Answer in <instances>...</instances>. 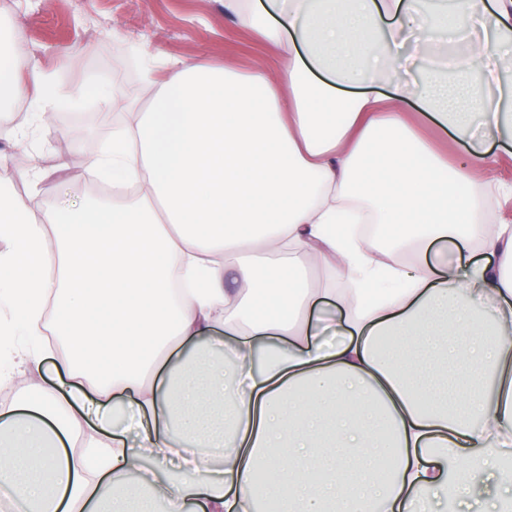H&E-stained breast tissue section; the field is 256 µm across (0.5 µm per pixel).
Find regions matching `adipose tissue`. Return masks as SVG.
<instances>
[{"instance_id": "obj_1", "label": "adipose tissue", "mask_w": 512, "mask_h": 512, "mask_svg": "<svg viewBox=\"0 0 512 512\" xmlns=\"http://www.w3.org/2000/svg\"><path fill=\"white\" fill-rule=\"evenodd\" d=\"M224 8L284 71L148 63L136 99L99 77V104L128 121L111 149L57 155L137 192L65 195L43 222L39 190L0 191V328L15 338L0 381L21 373L35 392L0 405L12 512H256L261 469L288 488L282 512H429L447 494L503 512L512 481L491 500L480 476L512 447V224L490 208L512 0ZM0 81L35 84L42 118L76 98L7 50ZM413 100L464 144L461 164L408 123ZM411 243L423 258L407 264ZM202 343L232 371L186 370L177 350ZM88 423L99 435L74 452Z\"/></svg>"}]
</instances>
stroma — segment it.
Returning a JSON list of instances; mask_svg holds the SVG:
<instances>
[{
    "label": "stroma",
    "mask_w": 512,
    "mask_h": 512,
    "mask_svg": "<svg viewBox=\"0 0 512 512\" xmlns=\"http://www.w3.org/2000/svg\"><path fill=\"white\" fill-rule=\"evenodd\" d=\"M17 49L39 70L69 89L87 87L91 76L106 72L129 97L145 89L130 65L131 51L161 53L167 64L205 57L238 70L274 54L236 27L224 12V0H0V50ZM15 100L0 101V173L18 195L31 185L33 155L43 161V210L51 212L56 183L70 184L77 195L93 186L83 176L56 167V144L80 135L90 150L101 149L114 125L126 122L121 109L102 110L95 96L81 106L60 104L36 124L32 112L16 114Z\"/></svg>",
    "instance_id": "1"
}]
</instances>
